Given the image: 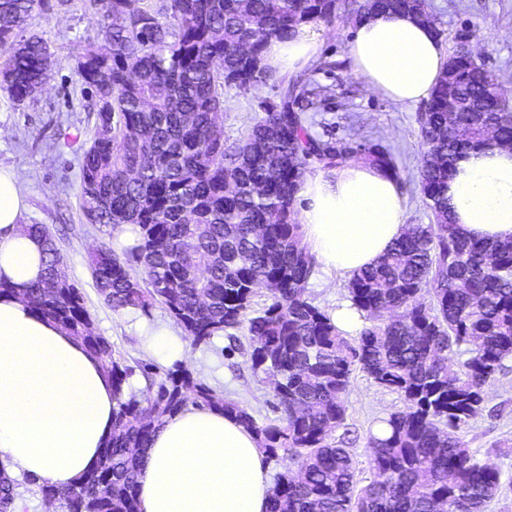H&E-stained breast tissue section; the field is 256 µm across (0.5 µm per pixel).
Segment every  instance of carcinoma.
<instances>
[{"label":"carcinoma","mask_w":512,"mask_h":512,"mask_svg":"<svg viewBox=\"0 0 512 512\" xmlns=\"http://www.w3.org/2000/svg\"><path fill=\"white\" fill-rule=\"evenodd\" d=\"M67 0H0V85L16 104L35 99L50 52L38 36L18 39L35 7ZM103 45L79 56L77 72L98 100L82 159L81 208L112 234L135 228L118 254H90L98 292L114 310L160 305L196 344L246 327L254 372L277 382L275 420L247 408L177 365L144 366L149 396L128 389L134 368L98 333L78 285L45 224H28L45 254L31 310L82 340L106 366L114 391L112 435L100 463L74 485L44 483L67 512H139L145 455L166 416L192 404L234 416L268 459L288 468L271 489L269 512H487L501 472L467 447L464 429L484 410L485 387L512 360V241L473 239L450 223L455 162L487 144L512 146V97L463 43L448 55L419 117L417 189L434 223L408 224L377 265L348 283L363 317L358 336L306 296L316 263L295 218L307 175L330 176L355 157L406 187L392 148L311 133L320 91L305 74L264 63L269 39L302 25L356 24L377 12L410 13L442 35L428 0H89ZM268 82L276 98L245 135L216 125L224 89ZM453 96H448V88ZM268 303L252 311L256 291ZM464 355L459 368L447 361ZM398 392L404 411L370 434L374 478L358 486L348 449L332 441L346 419L352 366ZM15 480L0 476V505L15 503Z\"/></svg>","instance_id":"obj_1"}]
</instances>
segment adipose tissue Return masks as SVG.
Wrapping results in <instances>:
<instances>
[{
    "instance_id": "1",
    "label": "adipose tissue",
    "mask_w": 512,
    "mask_h": 512,
    "mask_svg": "<svg viewBox=\"0 0 512 512\" xmlns=\"http://www.w3.org/2000/svg\"><path fill=\"white\" fill-rule=\"evenodd\" d=\"M319 42L307 27L271 39L267 66L306 67ZM348 54L371 88L401 105L429 98L446 63L433 28L407 14L368 16ZM297 220L325 275L375 264L406 227L396 182L360 161L307 179ZM451 220L468 236L512 239V149L470 151L448 182ZM28 196L0 168V462L64 488L100 459L112 432L113 393L99 360L52 322L37 317L25 293L42 277L43 248L20 218ZM271 485L255 436L232 418L188 406L165 419L139 481L140 512H267Z\"/></svg>"
}]
</instances>
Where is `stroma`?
<instances>
[{
	"instance_id": "obj_1",
	"label": "stroma",
	"mask_w": 512,
	"mask_h": 512,
	"mask_svg": "<svg viewBox=\"0 0 512 512\" xmlns=\"http://www.w3.org/2000/svg\"><path fill=\"white\" fill-rule=\"evenodd\" d=\"M444 30L445 50L469 41L479 62L503 81L512 93V0H429ZM29 33L49 46L50 71L44 90L33 101L14 104L0 91V168L12 170L29 196L25 224L47 225L63 255L62 269L82 289L99 333L116 351L131 361L151 363L159 371L184 366L202 377L218 394L248 407L258 423L273 416L272 385L264 375L253 374L245 350L230 347L231 338L245 339L246 329L214 337L197 345L161 307L150 311H115L97 293L88 266L92 247L111 245L110 235L86 222L79 206L81 162L93 136L95 98L76 73V59L99 46L95 15L84 0L45 14L34 11ZM320 42V56L337 62L334 71L308 70L310 83L326 90V102L313 112V133L334 130L337 137L360 140L382 136L393 146L403 179L412 180L419 160V115L424 104L404 106L371 89L357 75L347 52L352 26L339 20L313 29ZM271 86L260 85L242 93L224 92V109L218 116L229 139L242 137L261 111L262 100L274 98ZM167 334L175 352H153L154 335ZM487 403L464 431V439L478 459L498 468L503 490L488 512H512V370L497 375L486 387ZM345 430L336 431L355 462L357 477L369 481L368 437L380 419L404 410L403 397L377 386L361 369L351 375L346 398Z\"/></svg>"
}]
</instances>
